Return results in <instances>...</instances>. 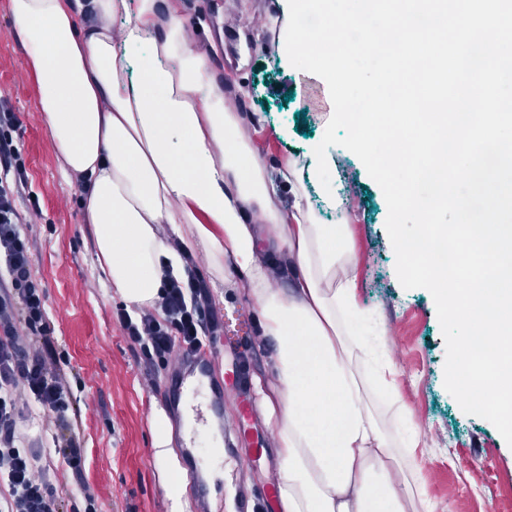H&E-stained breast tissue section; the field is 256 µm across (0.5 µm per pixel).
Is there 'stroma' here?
<instances>
[{
    "instance_id": "1",
    "label": "stroma",
    "mask_w": 512,
    "mask_h": 512,
    "mask_svg": "<svg viewBox=\"0 0 512 512\" xmlns=\"http://www.w3.org/2000/svg\"><path fill=\"white\" fill-rule=\"evenodd\" d=\"M193 49L214 54V67L225 79L252 81L242 114L257 119L251 140L267 165L305 153L320 142L333 114L326 82L294 68L281 52L280 38L269 37V21L286 29L285 0H182ZM0 99L8 100L21 120L20 146L28 188L18 201L23 231L34 244L32 274L42 282L53 335L66 362L73 394L75 432L86 448L85 477L100 512H170L151 448L148 420L152 407L163 408L173 427L182 411L170 400L168 386L181 365L148 364L138 346L116 320L124 304L93 275V242L83 221L75 181L60 171L52 140L35 110L36 86L25 68L6 0H0ZM326 181L339 212L322 211L323 223L338 213L351 218L356 247L358 299L374 327L385 330L386 351L395 371L396 393L406 420L393 415L388 402L376 397L382 419L394 441L418 434L414 464L427 499L436 512H512V447L488 420L466 414L444 387L445 341L431 293L404 289L395 271L396 256L385 221L387 203L379 185L351 151L332 146ZM219 313L248 316L247 365L236 380L231 353L216 344L208 357L210 377L224 387L217 421L223 449L200 439L196 448L178 444L182 467L192 461L220 467L224 476L213 486L189 485L194 512H225L233 498L235 512L252 503L270 505L280 470L275 448V405L271 345L265 344L258 308L241 288L232 268L210 278ZM257 395L258 444L241 442L238 392ZM55 417L26 404L18 433L26 446L48 450L62 512H83L85 504L63 459L51 454Z\"/></svg>"
}]
</instances>
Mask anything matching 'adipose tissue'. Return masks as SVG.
<instances>
[{
  "instance_id": "ef3b65f1",
  "label": "adipose tissue",
  "mask_w": 512,
  "mask_h": 512,
  "mask_svg": "<svg viewBox=\"0 0 512 512\" xmlns=\"http://www.w3.org/2000/svg\"><path fill=\"white\" fill-rule=\"evenodd\" d=\"M7 10L61 172L84 182L99 281L129 313L153 306L164 270L182 271L158 230L167 224L183 249L206 251L216 277L232 261L254 297L274 346L277 512H433L367 395L374 347L355 327V245L346 220L320 222L308 193L321 187L336 205L322 188L323 144L307 163L269 167L237 110L245 89L190 48L179 0H8ZM271 244L288 257L280 289L269 285ZM150 427L171 512H191L175 449L190 432L174 434L162 409Z\"/></svg>"
}]
</instances>
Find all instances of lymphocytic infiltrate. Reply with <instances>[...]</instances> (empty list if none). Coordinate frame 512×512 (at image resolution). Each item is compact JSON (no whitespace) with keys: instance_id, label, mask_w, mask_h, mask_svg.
I'll return each mask as SVG.
<instances>
[{"instance_id":"f902f5d3","label":"lymphocytic infiltrate","mask_w":512,"mask_h":512,"mask_svg":"<svg viewBox=\"0 0 512 512\" xmlns=\"http://www.w3.org/2000/svg\"><path fill=\"white\" fill-rule=\"evenodd\" d=\"M20 127L13 107L0 104V484L9 489L0 512H58L56 487L39 465L41 449L21 447L17 434L25 397L54 414L59 424L54 451L76 481H83L85 450L65 421L71 387L52 336L44 287L31 276L32 244L19 228L17 198L28 183L16 139ZM184 270L181 279L165 276L158 301L138 318L124 312L117 316L146 361L170 363L224 333L193 255H185Z\"/></svg>"}]
</instances>
